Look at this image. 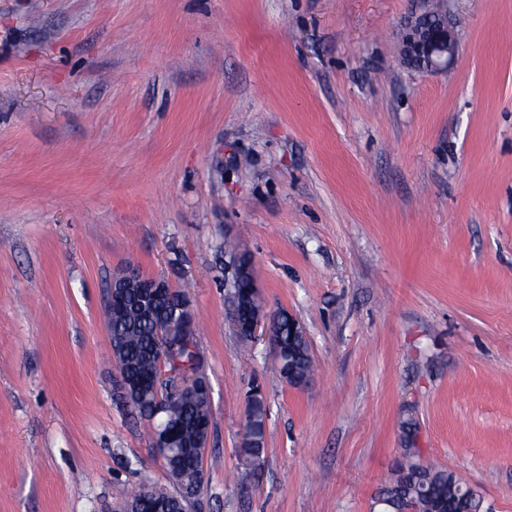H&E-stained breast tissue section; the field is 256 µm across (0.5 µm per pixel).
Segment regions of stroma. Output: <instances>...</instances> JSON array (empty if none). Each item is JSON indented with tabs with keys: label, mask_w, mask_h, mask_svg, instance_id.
Here are the masks:
<instances>
[{
	"label": "stroma",
	"mask_w": 512,
	"mask_h": 512,
	"mask_svg": "<svg viewBox=\"0 0 512 512\" xmlns=\"http://www.w3.org/2000/svg\"><path fill=\"white\" fill-rule=\"evenodd\" d=\"M412 7L0 0V512L176 492L114 396L128 264L197 318L213 427L187 512H373L409 421L423 463L512 512V0H448L465 35L435 75L398 61ZM229 240L302 326L307 385L233 334ZM267 407L262 395L247 400L244 415V434L239 448L242 465L248 473L264 463Z\"/></svg>",
	"instance_id": "stroma-1"
}]
</instances>
